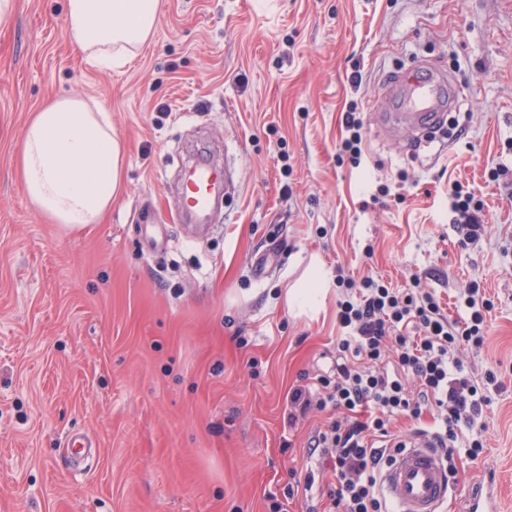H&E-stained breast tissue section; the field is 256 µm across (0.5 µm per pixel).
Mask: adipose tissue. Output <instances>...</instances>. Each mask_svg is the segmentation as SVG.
<instances>
[{"label":"adipose tissue","mask_w":512,"mask_h":512,"mask_svg":"<svg viewBox=\"0 0 512 512\" xmlns=\"http://www.w3.org/2000/svg\"><path fill=\"white\" fill-rule=\"evenodd\" d=\"M160 0H66L65 37L87 63L105 69L152 37ZM125 152L109 115L71 94L34 112L24 127L20 181L53 223L82 230L101 223L124 188Z\"/></svg>","instance_id":"adipose-tissue-1"}]
</instances>
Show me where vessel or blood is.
<instances>
[{
    "label": "vessel or blood",
    "instance_id": "vessel-or-blood-1",
    "mask_svg": "<svg viewBox=\"0 0 512 512\" xmlns=\"http://www.w3.org/2000/svg\"><path fill=\"white\" fill-rule=\"evenodd\" d=\"M401 85L402 107L418 118L411 130L418 139L442 126L448 111L461 104L456 79L445 74H421L414 70L403 77ZM233 188L229 169L198 156L181 172L177 213L208 221L216 193ZM381 487L395 512H440L441 504L452 492L447 462L423 440L396 454L382 473ZM460 502V512H498L497 487L493 480H486L461 494Z\"/></svg>",
    "mask_w": 512,
    "mask_h": 512
}]
</instances>
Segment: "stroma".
I'll list each match as a JSON object with an SVG mask.
<instances>
[{
  "label": "stroma",
  "mask_w": 512,
  "mask_h": 512,
  "mask_svg": "<svg viewBox=\"0 0 512 512\" xmlns=\"http://www.w3.org/2000/svg\"><path fill=\"white\" fill-rule=\"evenodd\" d=\"M64 28L65 0H14L0 24V512H325L303 484L337 414L287 420L289 391L317 387L346 333V288L287 304L313 261L394 288L419 277L460 324L480 284L488 333L460 357L503 387L458 433L453 489L495 473L512 512V0H161L150 42L109 70ZM420 63L457 78L462 104L452 136L419 145L371 115ZM70 94L127 148L123 192L81 231L35 209L16 167L33 112ZM350 108L357 166L338 158ZM207 145L239 184L202 236L174 219L172 161ZM454 182L484 205L466 246ZM76 434L96 444L78 463Z\"/></svg>",
  "instance_id": "stroma-1"
}]
</instances>
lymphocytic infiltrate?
I'll use <instances>...</instances> for the list:
<instances>
[{"instance_id":"1","label":"lymphocytic infiltrate","mask_w":512,"mask_h":512,"mask_svg":"<svg viewBox=\"0 0 512 512\" xmlns=\"http://www.w3.org/2000/svg\"><path fill=\"white\" fill-rule=\"evenodd\" d=\"M448 208L454 223L464 226L466 238L479 237L484 230L483 206L462 184L450 186ZM465 304L470 320L460 327L449 322L437 299L423 291L418 281L391 288L370 276L361 280L355 297L339 301L337 317L350 334L338 345L332 374L319 376V395L300 387L288 395L291 407L302 413L314 407L352 412L371 405L376 410L365 422L333 421L315 441L332 462L326 497L338 512H391L378 479L403 444L397 441L383 448L377 441L388 436L392 416L416 419L424 406H435L441 428L432 438L436 450L449 459L459 425L474 424L481 415L488 403L481 386L497 385L498 378L491 371L481 381L465 375L453 353L464 344L483 345L484 311L489 303L475 284ZM390 347L397 355L394 373L381 365ZM409 376L417 381V391L408 390L405 379Z\"/></svg>"}]
</instances>
